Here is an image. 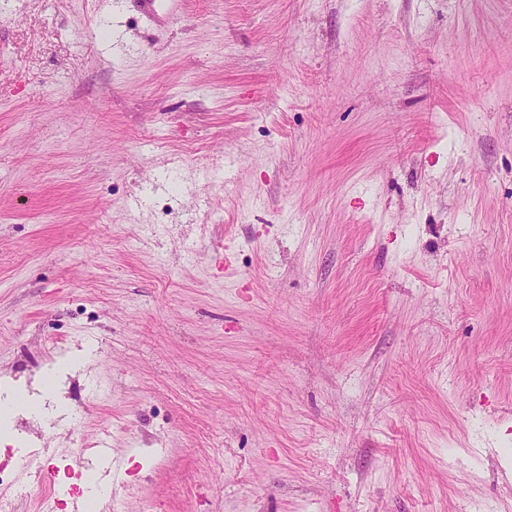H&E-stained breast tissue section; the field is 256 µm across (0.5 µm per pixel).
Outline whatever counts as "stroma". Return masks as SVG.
<instances>
[{
	"instance_id": "stroma-1",
	"label": "stroma",
	"mask_w": 512,
	"mask_h": 512,
	"mask_svg": "<svg viewBox=\"0 0 512 512\" xmlns=\"http://www.w3.org/2000/svg\"><path fill=\"white\" fill-rule=\"evenodd\" d=\"M189 3L0 0L15 512H512V0ZM41 397L30 395L26 390L9 392L6 399L0 402L1 415L8 417L10 410L14 407H27L32 412L39 409L38 402Z\"/></svg>"
}]
</instances>
